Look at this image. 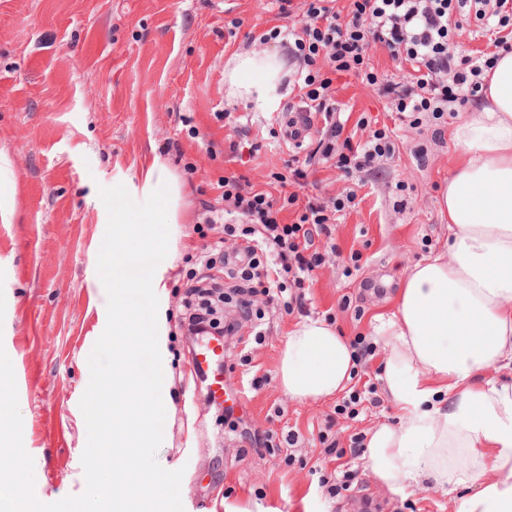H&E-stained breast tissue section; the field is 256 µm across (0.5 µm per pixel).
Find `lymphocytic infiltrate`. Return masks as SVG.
Returning a JSON list of instances; mask_svg holds the SVG:
<instances>
[{
	"label": "lymphocytic infiltrate",
	"mask_w": 512,
	"mask_h": 512,
	"mask_svg": "<svg viewBox=\"0 0 512 512\" xmlns=\"http://www.w3.org/2000/svg\"><path fill=\"white\" fill-rule=\"evenodd\" d=\"M473 16L500 30L512 29V0H353L348 14H340L335 0H307L300 25L272 28L263 41H279L293 71L289 85L297 91L287 103L288 137L316 132L312 156L351 177L377 159L390 156L392 144L383 130L373 131L363 143L345 137L343 121L336 117V103L329 94L331 77L354 72L376 87L399 112H428L440 117L453 105L465 104L482 88L481 77L494 68L499 52L512 49V41L498 37L492 51L477 57L451 54L449 40L463 18ZM387 49L392 59L409 66L400 80L379 78L366 62L370 44ZM218 195L203 202L209 224H220L226 236L237 239L232 254L208 258V273L187 287L183 299L189 333L198 335L222 329L236 332L234 323L217 326L207 297L223 293L224 278L217 265L237 259L232 275L238 278V307L252 314V299L280 289L282 279L304 289L326 255L315 245L320 235H330L336 214L353 202L345 198L323 200L290 193L285 202L295 207L293 223H281L280 209L271 193L245 188L241 178L227 176L217 184ZM235 223H226V216Z\"/></svg>",
	"instance_id": "obj_1"
}]
</instances>
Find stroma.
Returning <instances> with one entry per match:
<instances>
[{
    "mask_svg": "<svg viewBox=\"0 0 512 512\" xmlns=\"http://www.w3.org/2000/svg\"><path fill=\"white\" fill-rule=\"evenodd\" d=\"M269 0H0V269L5 317L0 345L15 371L32 375L19 389L23 445L34 461L35 494L54 503L85 489L81 462L87 442L73 402L90 376L88 357L107 323L106 293L94 271L96 247L108 222L99 187L139 182L163 166L185 186L184 221L169 240L172 267L164 300L170 326V365L176 383L167 397L156 453L167 470H183L184 512H459L460 493L410 486L394 494L376 484L350 438L399 414L384 391L363 402L356 419L336 412L338 398L297 403L283 391L277 362L289 329L323 318L347 338L372 337L389 312L399 276L444 248L448 220L441 193L456 164L455 113L413 117L388 103L360 77H335L333 96L351 120L388 128L390 158L347 178L325 164L310 167L303 193L325 199L352 191L337 213L336 252L314 274L305 306L255 305L263 320L224 313L239 322L241 346L228 350L224 371L242 392L248 422L272 431L283 446L257 454L230 432L205 396L191 366L199 339L180 325L190 276L206 274L205 246L224 240L205 222L202 201L224 176L257 187L287 173L292 152L276 146L282 112H255L227 97L224 67L244 49H260L277 18ZM248 149L225 154L230 141ZM360 252L352 263V252ZM296 433L286 446L288 433ZM337 442L342 456L324 452ZM339 485L330 495L329 485Z\"/></svg>",
    "mask_w": 512,
    "mask_h": 512,
    "instance_id": "1",
    "label": "stroma"
}]
</instances>
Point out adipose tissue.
<instances>
[{
	"label": "adipose tissue",
	"instance_id": "adipose-tissue-1",
	"mask_svg": "<svg viewBox=\"0 0 512 512\" xmlns=\"http://www.w3.org/2000/svg\"><path fill=\"white\" fill-rule=\"evenodd\" d=\"M288 62L244 50L228 61L232 98L278 109ZM481 97L453 129L460 161L441 198L446 247L404 272L374 343L397 423L366 435L367 470L390 492L424 483L466 490L463 512H512V52L483 77ZM356 364L348 340L308 318L288 332L277 372L288 396H337Z\"/></svg>",
	"mask_w": 512,
	"mask_h": 512
}]
</instances>
